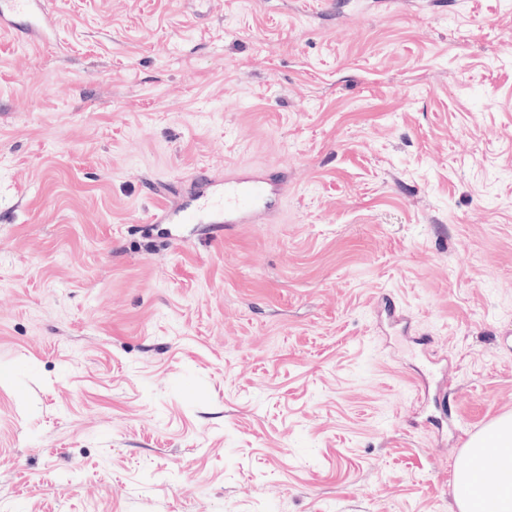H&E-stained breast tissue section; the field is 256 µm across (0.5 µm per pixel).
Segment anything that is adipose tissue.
Wrapping results in <instances>:
<instances>
[{
  "mask_svg": "<svg viewBox=\"0 0 512 512\" xmlns=\"http://www.w3.org/2000/svg\"><path fill=\"white\" fill-rule=\"evenodd\" d=\"M494 455L497 479L478 480L479 464ZM455 495L461 512H512V415L494 422L475 438L456 465Z\"/></svg>",
  "mask_w": 512,
  "mask_h": 512,
  "instance_id": "obj_1",
  "label": "adipose tissue"
}]
</instances>
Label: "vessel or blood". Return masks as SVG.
Instances as JSON below:
<instances>
[{
  "mask_svg": "<svg viewBox=\"0 0 512 512\" xmlns=\"http://www.w3.org/2000/svg\"><path fill=\"white\" fill-rule=\"evenodd\" d=\"M17 15L29 18L19 32L23 39H45L53 25L41 0H10L7 10L0 12V27L12 26ZM272 191L273 182L265 172L231 170L225 172L223 181L203 182L191 203L160 210L152 219L158 224H236L243 220L256 223L268 210Z\"/></svg>",
  "mask_w": 512,
  "mask_h": 512,
  "instance_id": "1",
  "label": "vessel or blood"
}]
</instances>
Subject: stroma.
<instances>
[{"label":"stroma","mask_w":512,"mask_h":512,"mask_svg":"<svg viewBox=\"0 0 512 512\" xmlns=\"http://www.w3.org/2000/svg\"><path fill=\"white\" fill-rule=\"evenodd\" d=\"M50 9L0 29V512H460L512 413V0ZM233 168L287 179L261 223H149Z\"/></svg>","instance_id":"1"}]
</instances>
